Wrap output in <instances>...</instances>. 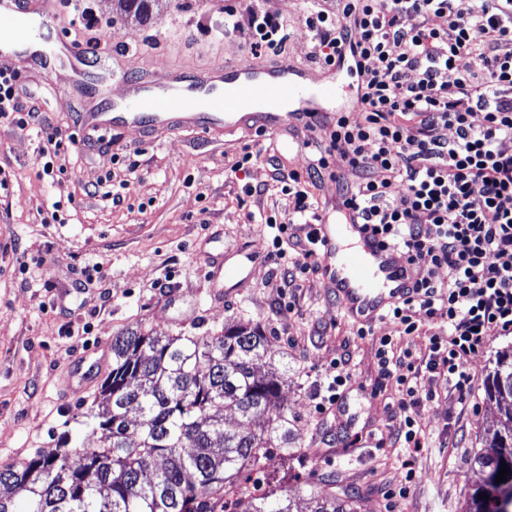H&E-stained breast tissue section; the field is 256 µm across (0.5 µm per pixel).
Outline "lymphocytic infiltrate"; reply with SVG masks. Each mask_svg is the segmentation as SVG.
Wrapping results in <instances>:
<instances>
[{
	"mask_svg": "<svg viewBox=\"0 0 512 512\" xmlns=\"http://www.w3.org/2000/svg\"><path fill=\"white\" fill-rule=\"evenodd\" d=\"M412 14L420 22L406 26ZM434 17L446 26H431ZM227 18L253 56L284 41L276 15ZM305 26L322 67L350 61L361 79L362 119L340 112L320 125L311 168L341 159L339 202L412 273L416 296L386 314L377 355L402 394L393 438L417 450L419 373L410 351L395 353L394 335L431 321L426 368L462 396L473 387L467 358L512 335V0H305ZM285 190L287 218L265 222L271 258L293 277L316 268L317 203L306 187Z\"/></svg>",
	"mask_w": 512,
	"mask_h": 512,
	"instance_id": "lymphocytic-infiltrate-1",
	"label": "lymphocytic infiltrate"
}]
</instances>
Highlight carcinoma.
<instances>
[{
    "label": "carcinoma",
    "instance_id": "cac0c4a2",
    "mask_svg": "<svg viewBox=\"0 0 512 512\" xmlns=\"http://www.w3.org/2000/svg\"><path fill=\"white\" fill-rule=\"evenodd\" d=\"M139 18L158 0H113ZM265 334L248 323L202 336H163L139 324L112 337L105 408L86 413L80 444L0 468V512H296L289 495L245 483L272 451L301 447L282 403V377ZM485 395L503 427L473 463L485 473L466 512H512V344L495 353ZM233 410L240 428L224 424ZM489 498H480L481 494ZM308 512H357L333 494L310 496Z\"/></svg>",
    "mask_w": 512,
    "mask_h": 512
}]
</instances>
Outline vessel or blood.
I'll use <instances>...</instances> for the list:
<instances>
[{
  "instance_id": "vessel-or-blood-1",
  "label": "vessel or blood",
  "mask_w": 512,
  "mask_h": 512,
  "mask_svg": "<svg viewBox=\"0 0 512 512\" xmlns=\"http://www.w3.org/2000/svg\"><path fill=\"white\" fill-rule=\"evenodd\" d=\"M40 10L39 0H0V32L13 35L11 44L0 43V69L16 70L17 44L30 40L40 28L58 44L60 66L73 68L72 90L85 98L105 96L104 79L89 74L88 49L68 40L53 17L34 20V13ZM218 81L224 84L223 95L199 101V93ZM353 92V86L330 79L307 89L297 79L295 68L284 61L263 68L244 58L208 71L166 70L131 82L123 111L84 113L80 143L88 145L99 133L122 128L175 133L187 127L206 132L220 127L231 136L250 126L275 136L286 129L308 127L322 114L325 103ZM316 230L318 268L346 318L364 326L375 325L389 308L412 295L404 262L383 247L365 225L349 218L336 224L325 220Z\"/></svg>"
}]
</instances>
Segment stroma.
Here are the masks:
<instances>
[{
  "label": "stroma",
  "mask_w": 512,
  "mask_h": 512,
  "mask_svg": "<svg viewBox=\"0 0 512 512\" xmlns=\"http://www.w3.org/2000/svg\"><path fill=\"white\" fill-rule=\"evenodd\" d=\"M85 4L110 25L101 65L116 74L114 100L127 98L124 78L138 76L147 58L158 70H204L249 57L248 44L224 25L228 6L279 16L286 40L268 61L313 63L303 0H161L144 22L113 13L112 0ZM20 73L19 104L37 123L69 126L91 111L92 101L69 92L66 80L25 61ZM36 125L0 121V170L8 177L0 190V466L49 453L63 434L80 431L112 368L116 332L141 322L161 335H201L245 321L288 365L282 395L303 443L296 459L272 455L264 471L271 487L287 486L299 512L314 490L355 499L360 512H464L482 480L472 460L498 421L485 378L507 339L490 337L469 358L467 398L446 375L421 372V389L433 393L420 408L427 445L412 454L396 447L400 393L378 375L386 325L360 335L320 274L288 281L269 256L263 220L287 215L279 180L293 171L308 176L311 149L288 134L184 130L147 138L124 129L92 148L62 151V170L49 177ZM247 151L257 160L231 174ZM263 184L267 193L243 191ZM56 203L60 223H45ZM233 265L242 281L222 275ZM339 358L348 359L350 379L340 401L317 413L314 397ZM402 486L406 496L390 502Z\"/></svg>",
  "instance_id": "35a3bbf8"
}]
</instances>
